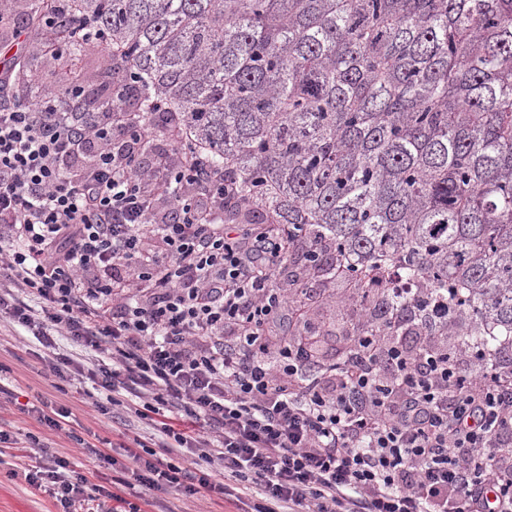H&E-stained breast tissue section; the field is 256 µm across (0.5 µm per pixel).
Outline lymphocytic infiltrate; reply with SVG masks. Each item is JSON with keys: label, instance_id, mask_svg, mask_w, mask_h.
<instances>
[{"label": "lymphocytic infiltrate", "instance_id": "lymphocytic-infiltrate-1", "mask_svg": "<svg viewBox=\"0 0 512 512\" xmlns=\"http://www.w3.org/2000/svg\"><path fill=\"white\" fill-rule=\"evenodd\" d=\"M69 2L49 0L41 52L61 59L74 32L109 50ZM16 79L0 72V314L105 355L90 374L123 401L101 414L154 415L161 438L122 464L86 443L76 471L33 436L13 477L58 512H141L140 487L237 512H512V372L466 374L432 336L404 346L396 305L336 365L271 348V321L309 318L275 285L297 250L288 227L225 224L235 183L139 80L86 112L82 85L14 102ZM106 464L121 470L108 488Z\"/></svg>", "mask_w": 512, "mask_h": 512}]
</instances>
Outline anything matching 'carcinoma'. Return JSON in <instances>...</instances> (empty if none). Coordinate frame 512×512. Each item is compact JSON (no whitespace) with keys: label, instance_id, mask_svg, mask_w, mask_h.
Returning <instances> with one entry per match:
<instances>
[{"label":"carcinoma","instance_id":"carcinoma-1","mask_svg":"<svg viewBox=\"0 0 512 512\" xmlns=\"http://www.w3.org/2000/svg\"><path fill=\"white\" fill-rule=\"evenodd\" d=\"M72 7L236 182L231 220L333 247L318 271L350 267L365 300L397 271L460 349L512 344V0Z\"/></svg>","mask_w":512,"mask_h":512}]
</instances>
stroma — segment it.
Instances as JSON below:
<instances>
[{
    "instance_id": "1",
    "label": "stroma",
    "mask_w": 512,
    "mask_h": 512,
    "mask_svg": "<svg viewBox=\"0 0 512 512\" xmlns=\"http://www.w3.org/2000/svg\"><path fill=\"white\" fill-rule=\"evenodd\" d=\"M43 37V31L28 30L26 39L15 45L9 55H0V65L10 64L15 58L21 59L24 65L26 78L14 88L17 99H27L30 89L47 84L50 73L54 72L61 79L83 85L87 109L101 111L103 102L110 96L113 80L101 53L89 49L53 63L34 49ZM298 271L297 265L288 264L279 274L277 285L307 303L313 317L320 322L322 336L316 349L317 359L323 362L340 359L346 346L367 326L366 312L359 304L361 290L351 279L307 278L299 276ZM58 351L72 354L86 368L85 373L73 377L60 390L49 387L41 374L45 362ZM98 358V353L77 346L65 336L56 337L54 347H44L30 333L0 318V377L6 378L16 390L31 396L42 393L68 407L77 423V434L88 441L98 437L107 439L115 446L114 457L120 460L125 455V445L132 440L151 446L159 434L151 421L137 418L133 419L130 430L119 432L113 429L111 416L96 411V403L103 401L104 396L88 368ZM0 422L11 426L17 436L39 435L51 453L68 459L73 469L82 470L89 465L85 449L75 441L41 430L33 419L20 414L3 398H0ZM15 465V458L0 455V512H56L51 498L35 492L23 480L11 477Z\"/></svg>"
}]
</instances>
